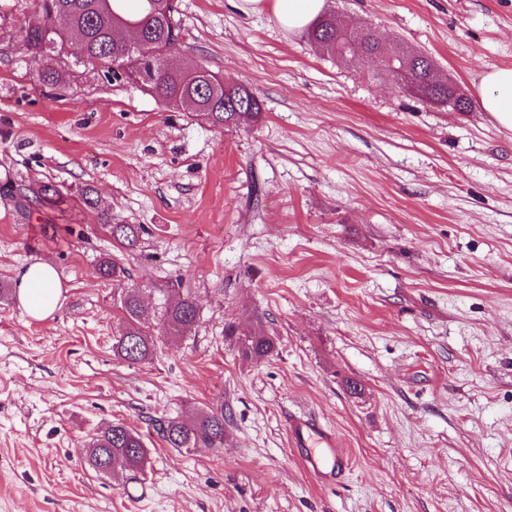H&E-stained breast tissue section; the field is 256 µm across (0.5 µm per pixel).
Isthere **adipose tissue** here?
I'll return each mask as SVG.
<instances>
[{"mask_svg":"<svg viewBox=\"0 0 512 512\" xmlns=\"http://www.w3.org/2000/svg\"><path fill=\"white\" fill-rule=\"evenodd\" d=\"M245 14L269 12L291 33L304 31L326 7V0H229ZM480 103L494 113L499 125L512 132V67H495L482 77ZM19 297L29 316L36 320L50 316L59 306L61 285L50 261L38 259L18 275Z\"/></svg>","mask_w":512,"mask_h":512,"instance_id":"obj_1","label":"adipose tissue"}]
</instances>
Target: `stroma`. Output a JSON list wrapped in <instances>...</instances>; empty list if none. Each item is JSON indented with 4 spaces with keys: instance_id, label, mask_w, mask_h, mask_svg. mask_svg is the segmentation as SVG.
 <instances>
[{
    "instance_id": "1",
    "label": "stroma",
    "mask_w": 512,
    "mask_h": 512,
    "mask_svg": "<svg viewBox=\"0 0 512 512\" xmlns=\"http://www.w3.org/2000/svg\"><path fill=\"white\" fill-rule=\"evenodd\" d=\"M179 3L181 59L248 87L259 124L214 127L85 66L44 85L18 39L33 0H0V512H512V132L479 105L484 73L512 67V0H327L432 57L469 112L268 14ZM47 180L58 205L19 207L16 187ZM103 211L142 226L136 249ZM106 254L127 278H98ZM37 259L62 283L44 320L13 293ZM175 283L195 334L115 356L123 289L151 317ZM230 321L261 322L277 353L244 362ZM211 407L223 452L154 429ZM294 414L335 431L342 483L317 485L291 451ZM112 423L143 436L144 471L88 468Z\"/></svg>"
}]
</instances>
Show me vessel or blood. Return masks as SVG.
<instances>
[{
    "instance_id": "1",
    "label": "vessel or blood",
    "mask_w": 512,
    "mask_h": 512,
    "mask_svg": "<svg viewBox=\"0 0 512 512\" xmlns=\"http://www.w3.org/2000/svg\"><path fill=\"white\" fill-rule=\"evenodd\" d=\"M290 445L297 450L301 463L320 485L340 482L348 470V458L340 448L335 432L306 416L290 418Z\"/></svg>"
}]
</instances>
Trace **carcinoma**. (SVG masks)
<instances>
[{
    "label": "carcinoma",
    "mask_w": 512,
    "mask_h": 512,
    "mask_svg": "<svg viewBox=\"0 0 512 512\" xmlns=\"http://www.w3.org/2000/svg\"><path fill=\"white\" fill-rule=\"evenodd\" d=\"M126 0H35L34 14L20 27L19 37L29 60L40 68V76L48 85L57 84L65 69L61 64L63 29H74L83 37L85 55L90 62L128 61L126 79H139L140 71L150 66L157 55L171 56L182 46V28L177 0H138L139 8L129 13ZM121 23H136L149 45V53L131 56L125 44L115 36L114 28ZM307 37L322 53L344 64L361 53L382 69L394 74L402 85L412 86L411 96L448 109L450 112H469L472 103L461 107L448 105L455 88L435 82L433 60L419 54L412 58L404 47L395 50L383 44L377 34L361 23L353 25L327 11L307 29ZM154 73L144 82L153 96L167 109L180 108V102L190 99L199 105L197 116L213 126L232 127L244 122H257L262 108L257 97L241 84L224 83L219 74L201 66L191 76L179 73L172 66L155 65ZM60 191L55 183H42L33 195H23L30 205H46L55 201ZM112 239L126 250L138 247L143 228L136 224H111ZM100 277L110 280L125 274V269L111 256L103 257L97 265ZM123 316L114 337L112 350L130 363L152 360L157 351L154 330L144 318L145 308L136 288L122 294ZM198 319L195 297L177 293L175 300L164 306L161 316L165 335L180 337L192 333ZM224 338L234 343L247 362L261 363L277 351V338L259 326L242 327L231 322L224 326ZM158 434L171 448L224 447V408L212 409L192 421L167 418L159 421ZM86 464L98 474L114 469L138 471L148 459V448L141 434L119 423L101 429L84 448Z\"/></svg>",
    "instance_id": "carcinoma-1"
}]
</instances>
